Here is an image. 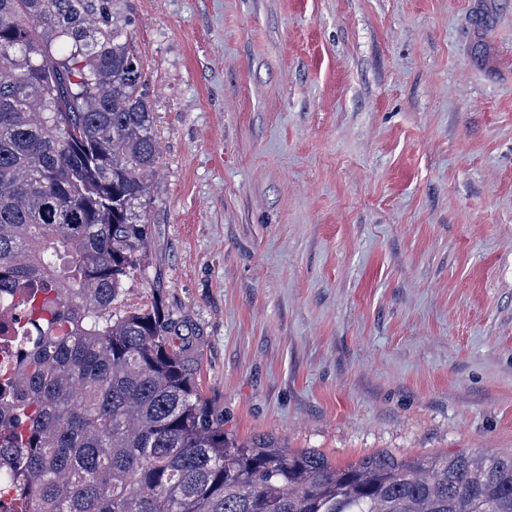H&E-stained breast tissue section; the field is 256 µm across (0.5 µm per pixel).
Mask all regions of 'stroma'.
Segmentation results:
<instances>
[{
	"instance_id": "1",
	"label": "stroma",
	"mask_w": 512,
	"mask_h": 512,
	"mask_svg": "<svg viewBox=\"0 0 512 512\" xmlns=\"http://www.w3.org/2000/svg\"><path fill=\"white\" fill-rule=\"evenodd\" d=\"M158 162L123 299L242 440L512 451V0H125Z\"/></svg>"
}]
</instances>
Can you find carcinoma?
Segmentation results:
<instances>
[{"label":"carcinoma","mask_w":512,"mask_h":512,"mask_svg":"<svg viewBox=\"0 0 512 512\" xmlns=\"http://www.w3.org/2000/svg\"><path fill=\"white\" fill-rule=\"evenodd\" d=\"M123 0H0V451L16 512H512V452L346 468L224 432L162 303L122 310L157 165Z\"/></svg>","instance_id":"cac0c4a2"}]
</instances>
